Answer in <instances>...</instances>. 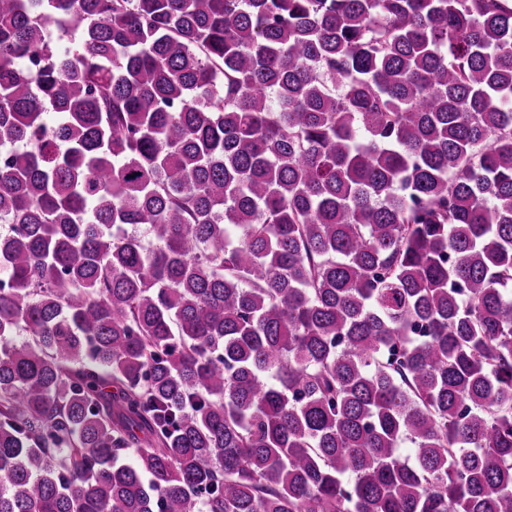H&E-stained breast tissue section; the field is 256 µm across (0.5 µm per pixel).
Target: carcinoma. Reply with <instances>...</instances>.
Returning a JSON list of instances; mask_svg holds the SVG:
<instances>
[{
    "mask_svg": "<svg viewBox=\"0 0 512 512\" xmlns=\"http://www.w3.org/2000/svg\"><path fill=\"white\" fill-rule=\"evenodd\" d=\"M0 512H512V0H0Z\"/></svg>",
    "mask_w": 512,
    "mask_h": 512,
    "instance_id": "1",
    "label": "carcinoma"
}]
</instances>
